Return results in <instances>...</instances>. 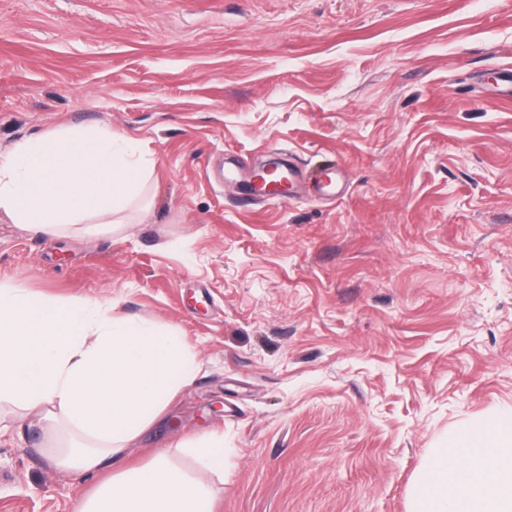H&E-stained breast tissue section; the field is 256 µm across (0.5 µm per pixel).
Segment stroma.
I'll return each instance as SVG.
<instances>
[{
    "label": "stroma",
    "mask_w": 512,
    "mask_h": 512,
    "mask_svg": "<svg viewBox=\"0 0 512 512\" xmlns=\"http://www.w3.org/2000/svg\"><path fill=\"white\" fill-rule=\"evenodd\" d=\"M509 73L512 0H0V151L109 128L155 198L114 233L1 220L0 283L178 328L199 374L130 461L222 433L215 512H408L512 409ZM279 151L287 201L248 188ZM15 413L0 512H75Z\"/></svg>",
    "instance_id": "35a3bbf8"
}]
</instances>
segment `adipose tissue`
Returning <instances> with one entry per match:
<instances>
[{
  "label": "adipose tissue",
  "instance_id": "ef3b65f1",
  "mask_svg": "<svg viewBox=\"0 0 512 512\" xmlns=\"http://www.w3.org/2000/svg\"><path fill=\"white\" fill-rule=\"evenodd\" d=\"M153 168L121 134L63 126L0 152V214L49 236L75 225L92 234L148 210ZM197 374L175 326L0 285V401L19 407L20 431L36 436L51 467L99 477L76 512H213L209 488L169 454L128 463ZM410 512H512V412L438 449Z\"/></svg>",
  "mask_w": 512,
  "mask_h": 512
}]
</instances>
